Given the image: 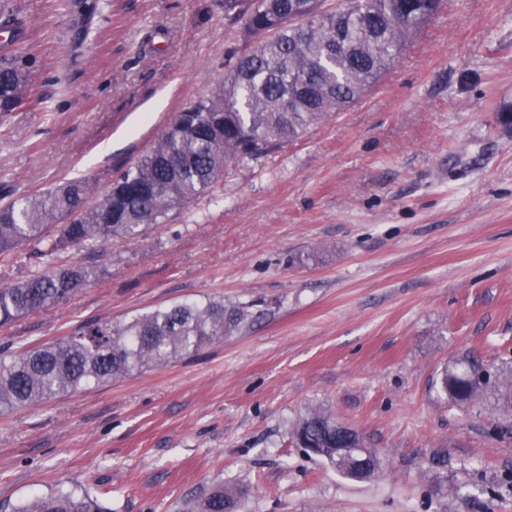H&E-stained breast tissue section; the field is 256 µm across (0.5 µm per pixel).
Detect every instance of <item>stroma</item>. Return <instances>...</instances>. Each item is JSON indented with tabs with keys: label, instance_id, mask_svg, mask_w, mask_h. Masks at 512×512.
Masks as SVG:
<instances>
[{
	"label": "stroma",
	"instance_id": "stroma-1",
	"mask_svg": "<svg viewBox=\"0 0 512 512\" xmlns=\"http://www.w3.org/2000/svg\"><path fill=\"white\" fill-rule=\"evenodd\" d=\"M55 2L7 4L32 102L0 116V198L68 178L100 198L244 46L224 0H112L81 48ZM510 110L512 0H442L344 111L229 162L165 223L59 255L93 283L1 328L0 347L205 297L271 314L197 357L0 414V512L61 490L179 512L217 483L244 491L243 512H512V412L438 383L466 357L512 380ZM315 410L375 450L372 479L297 447Z\"/></svg>",
	"mask_w": 512,
	"mask_h": 512
}]
</instances>
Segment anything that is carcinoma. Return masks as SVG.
Listing matches in <instances>:
<instances>
[{"mask_svg":"<svg viewBox=\"0 0 512 512\" xmlns=\"http://www.w3.org/2000/svg\"><path fill=\"white\" fill-rule=\"evenodd\" d=\"M224 0L242 9L247 47L225 64L224 83L163 128L153 145L112 180L93 203L81 180H66L0 202V261L24 245L54 257L133 237L183 207L224 177L233 160H257L301 138L312 126L361 99L394 63L439 0ZM30 60L23 49L0 59V114L29 103ZM81 264L50 266L0 286V327L59 305L93 280ZM265 315L256 302L222 298L158 307L127 321L86 322L61 339L19 353L0 351V412L200 355ZM487 373L472 361L443 373L441 388L468 403L486 390ZM298 444L352 475L351 457L336 455V420L310 412L294 428ZM221 485L186 500L181 512H239ZM14 512H110L87 493H35Z\"/></svg>","mask_w":512,"mask_h":512,"instance_id":"cac0c4a2","label":"carcinoma"}]
</instances>
